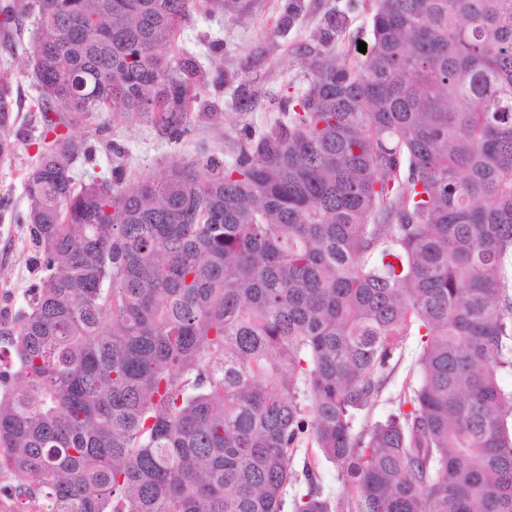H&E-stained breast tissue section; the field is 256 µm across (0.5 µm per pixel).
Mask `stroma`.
<instances>
[{
	"instance_id": "1",
	"label": "stroma",
	"mask_w": 512,
	"mask_h": 512,
	"mask_svg": "<svg viewBox=\"0 0 512 512\" xmlns=\"http://www.w3.org/2000/svg\"><path fill=\"white\" fill-rule=\"evenodd\" d=\"M285 3L286 0H239L238 7L221 14L194 13L178 39L180 46L202 55L207 53L209 43H223L224 52L218 56L217 66L237 81L246 82L249 92L258 99V106L238 101L234 84L227 85L207 94L205 102L193 103L186 129L176 137L159 127L150 113H91L72 124L70 131L85 137L93 146L98 171L108 172L112 162L121 161L138 178L174 159L212 157L230 163L239 130L271 123L279 115L278 102L305 88L311 63L305 48L326 13L347 11L348 24L337 35L335 48L347 59H360L359 43L370 40L371 0H306L305 12L283 36L278 34L275 23ZM0 68L14 72V94L20 101L16 154L11 163H0V316L11 318L23 309L29 289L43 275L29 231L19 222L27 209L23 174L37 159L36 141L43 130V119L30 109L37 90L28 75L29 54L20 51L11 55L0 50ZM415 348V343H408L380 397L358 417L356 429L385 418L408 384L416 382L410 369ZM308 466L334 498L346 495L336 468L313 449L297 452L294 469L298 479L289 485L288 495L305 491L302 473Z\"/></svg>"
}]
</instances>
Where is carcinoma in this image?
I'll return each mask as SVG.
<instances>
[{"label": "carcinoma", "mask_w": 512, "mask_h": 512, "mask_svg": "<svg viewBox=\"0 0 512 512\" xmlns=\"http://www.w3.org/2000/svg\"><path fill=\"white\" fill-rule=\"evenodd\" d=\"M363 60L326 14L306 88L235 160L131 182L53 115L183 132L223 70L179 27L235 0H8L45 134L23 177L44 275L0 321V469L47 512H512V0H372ZM305 8L288 0L285 34ZM0 70V162L15 156ZM417 386L357 432L408 338ZM336 466L342 503L301 448ZM308 463L316 472L325 492H330L336 500L345 497L348 489L338 476L336 468L321 458L314 448H309L306 453L305 448L299 450L295 456L294 469L298 476L297 481L288 486L286 499L290 501L296 493L303 492L306 489V480L304 476V464Z\"/></svg>", "instance_id": "obj_1"}]
</instances>
